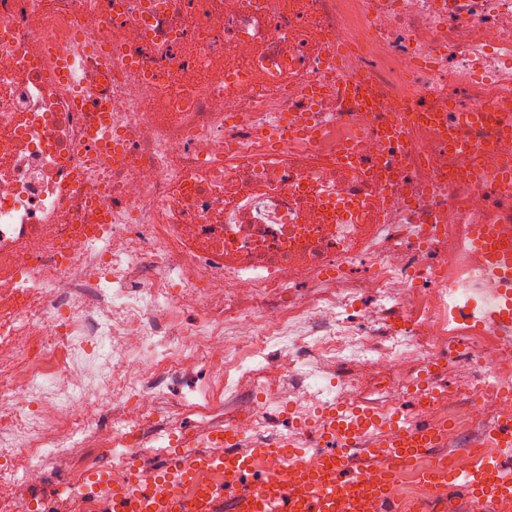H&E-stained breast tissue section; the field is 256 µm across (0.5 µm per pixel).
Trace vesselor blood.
<instances>
[{
  "instance_id": "obj_1",
  "label": "vessel or blood",
  "mask_w": 512,
  "mask_h": 512,
  "mask_svg": "<svg viewBox=\"0 0 512 512\" xmlns=\"http://www.w3.org/2000/svg\"><path fill=\"white\" fill-rule=\"evenodd\" d=\"M511 238L512 224H495L475 241L477 251L511 284L496 314L506 326H512V255L499 243ZM211 440L223 445V455L169 454L156 479L135 477L128 485L112 486L98 478L112 512H218L224 502L231 512H392L394 482L423 455L433 458L425 481L465 489L474 512H490L498 499L512 496V469L503 465L512 457V430L505 427L487 435L489 455L456 468L438 453L448 444L446 432L395 422L381 429L362 410H333L308 439L244 449L228 424ZM210 472L223 473V483H209Z\"/></svg>"
}]
</instances>
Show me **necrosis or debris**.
Here are the masks:
<instances>
[{
  "mask_svg": "<svg viewBox=\"0 0 512 512\" xmlns=\"http://www.w3.org/2000/svg\"><path fill=\"white\" fill-rule=\"evenodd\" d=\"M80 36L112 54L110 162L54 73ZM492 98L512 99V0H0V481L36 484L115 405L107 477L129 484L127 450L171 434L140 425L162 377L202 364L226 396L272 345L303 380L255 388L249 441L273 405L300 435L367 404L336 371L367 355L379 421L452 353L466 376L422 425L512 420L502 280L473 247L512 223ZM429 466L398 512H461Z\"/></svg>",
  "mask_w": 512,
  "mask_h": 512,
  "instance_id": "necrosis-or-debris-1",
  "label": "necrosis or debris"
}]
</instances>
